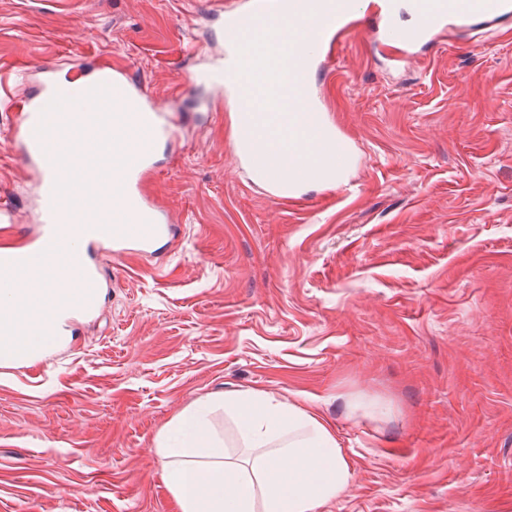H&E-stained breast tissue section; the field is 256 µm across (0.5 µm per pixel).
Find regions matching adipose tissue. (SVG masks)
<instances>
[{"instance_id": "1", "label": "adipose tissue", "mask_w": 512, "mask_h": 512, "mask_svg": "<svg viewBox=\"0 0 512 512\" xmlns=\"http://www.w3.org/2000/svg\"><path fill=\"white\" fill-rule=\"evenodd\" d=\"M72 114L98 111L106 95L98 77L61 79ZM158 149L141 126L113 129L97 138L87 157L105 182L123 171L129 140ZM36 271L19 274L12 288H0V316L12 317L17 336H0V365L21 351L41 355L61 344L45 332L60 304L76 298L67 273V252L35 258ZM223 409L233 422L235 444L214 430L211 415ZM165 464V482L178 512H321L354 479L333 425L315 408L299 407L260 391L232 392L197 402L170 421L155 439Z\"/></svg>"}]
</instances>
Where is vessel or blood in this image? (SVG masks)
Here are the masks:
<instances>
[{
  "mask_svg": "<svg viewBox=\"0 0 512 512\" xmlns=\"http://www.w3.org/2000/svg\"><path fill=\"white\" fill-rule=\"evenodd\" d=\"M277 0H254L245 10L227 7L224 11V37L227 43L236 45L242 33L272 27L281 23L282 13L276 8ZM341 7L335 12H319L310 25L304 29L298 42L288 55V63L281 70L278 84L284 93L302 102V110L309 117L315 133H322L329 121L312 92V75L316 61L331 55L336 41L349 30L352 21L366 10L365 0H340ZM383 26L374 28L378 39L397 44L399 57L411 55L415 46L431 44L439 38L458 30H473L477 20L489 21L512 16V0H381ZM409 8L417 17V24L409 30L401 29L396 17L402 8ZM103 73L109 79L112 94L110 117L92 113L85 115L81 126L88 131L104 126L105 122L115 125L136 123L147 128L158 129L164 137L176 133L174 116L151 111L145 93L130 76L121 63L105 66ZM15 121L11 130V143L17 144L24 165L37 171L41 180L39 192L42 207L38 215L39 231L29 242L9 253H0V283L9 284L10 275L23 269L30 258L43 249L56 250L72 241H80L81 248L71 259L75 285L88 289L91 300L81 303V314L95 313L93 297L101 292V271L88 260L90 250L107 249L113 255L129 252L142 257L153 254L154 242L173 234L171 225L165 224L159 210L151 202L146 184L155 168L152 156H145L136 168L126 171L124 176L113 183L100 184L93 163H86L80 191L85 193L90 206L82 223L73 224L67 220L66 205L59 195V189L49 174L55 166L50 151L44 144V129L41 119L44 115L54 116L55 133L59 138L70 136L72 121L65 113V98L55 94L32 102L22 97L9 100ZM122 199L125 207L133 214L131 224H114L109 218V203L112 197Z\"/></svg>",
  "mask_w": 512,
  "mask_h": 512,
  "instance_id": "vessel-or-blood-1",
  "label": "vessel or blood"
}]
</instances>
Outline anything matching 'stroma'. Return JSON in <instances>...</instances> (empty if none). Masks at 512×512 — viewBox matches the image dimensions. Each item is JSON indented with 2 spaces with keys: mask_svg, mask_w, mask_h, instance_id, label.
Returning <instances> with one entry per match:
<instances>
[{
  "mask_svg": "<svg viewBox=\"0 0 512 512\" xmlns=\"http://www.w3.org/2000/svg\"><path fill=\"white\" fill-rule=\"evenodd\" d=\"M378 17L313 91L347 141L342 183L275 200L201 75L224 55L211 0H0V193L31 237L37 176L4 102L45 69L124 64L179 115L148 189L179 228L142 261H92L90 319L0 367V512H177L155 452L195 402L255 390L318 404L355 477L322 512H512V19L394 62ZM350 398L389 402L385 420Z\"/></svg>",
  "mask_w": 512,
  "mask_h": 512,
  "instance_id": "35a3bbf8",
  "label": "stroma"
}]
</instances>
